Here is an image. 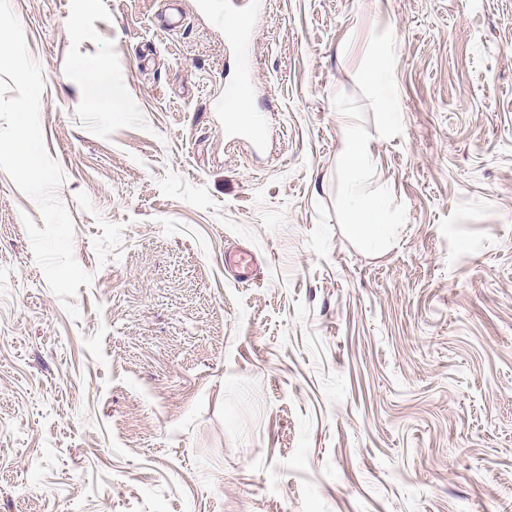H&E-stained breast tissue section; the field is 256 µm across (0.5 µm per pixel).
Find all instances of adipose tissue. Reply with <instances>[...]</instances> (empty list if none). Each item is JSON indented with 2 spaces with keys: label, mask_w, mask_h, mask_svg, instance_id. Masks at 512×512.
<instances>
[{
  "label": "adipose tissue",
  "mask_w": 512,
  "mask_h": 512,
  "mask_svg": "<svg viewBox=\"0 0 512 512\" xmlns=\"http://www.w3.org/2000/svg\"><path fill=\"white\" fill-rule=\"evenodd\" d=\"M342 165L350 175L347 198L353 210L352 230L358 240L367 247L392 235L389 226H380L375 214L385 204L383 195H370L366 190L373 164L372 153L366 140L358 131H351L343 152Z\"/></svg>",
  "instance_id": "adipose-tissue-1"
}]
</instances>
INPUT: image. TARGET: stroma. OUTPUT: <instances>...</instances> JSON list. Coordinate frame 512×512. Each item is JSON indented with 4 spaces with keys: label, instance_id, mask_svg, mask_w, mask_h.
<instances>
[{
    "label": "stroma",
    "instance_id": "1",
    "mask_svg": "<svg viewBox=\"0 0 512 512\" xmlns=\"http://www.w3.org/2000/svg\"><path fill=\"white\" fill-rule=\"evenodd\" d=\"M224 4L11 0L93 281L69 317L0 169V512H512V0H264L241 53ZM83 92L88 101L96 108L119 107L122 95L112 87L108 76L98 69H90L86 75ZM342 165L350 175L347 198L353 210L352 230L366 247L393 234L392 226L380 227L375 214L385 205L383 195L371 196L366 191L373 164L372 153L366 140L352 128L342 152Z\"/></svg>",
    "mask_w": 512,
    "mask_h": 512
}]
</instances>
